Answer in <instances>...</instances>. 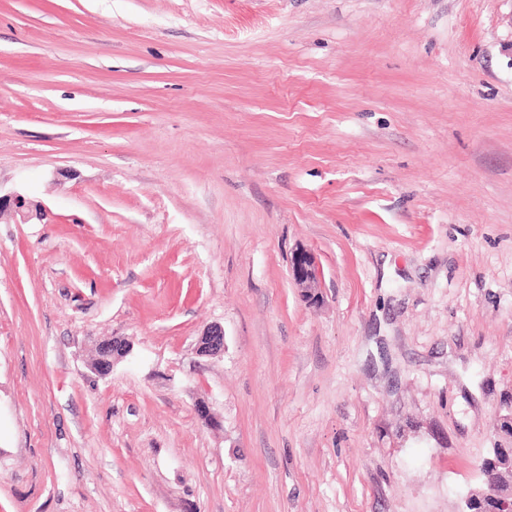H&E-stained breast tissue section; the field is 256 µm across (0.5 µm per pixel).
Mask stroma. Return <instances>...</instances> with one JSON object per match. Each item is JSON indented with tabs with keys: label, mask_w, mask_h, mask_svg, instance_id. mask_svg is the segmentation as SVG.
I'll list each match as a JSON object with an SVG mask.
<instances>
[{
	"label": "stroma",
	"mask_w": 512,
	"mask_h": 512,
	"mask_svg": "<svg viewBox=\"0 0 512 512\" xmlns=\"http://www.w3.org/2000/svg\"><path fill=\"white\" fill-rule=\"evenodd\" d=\"M13 191L0 512H460L512 445V0H0ZM291 275L298 288H302L303 297L309 303H316L319 299V282L316 272V260L307 249H299L294 255V265L291 266Z\"/></svg>",
	"instance_id": "35a3bbf8"
}]
</instances>
